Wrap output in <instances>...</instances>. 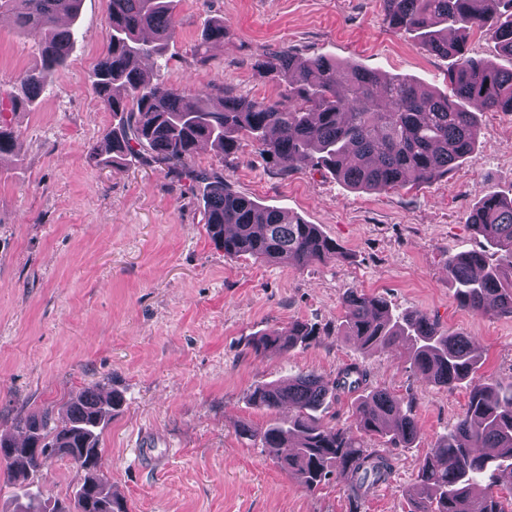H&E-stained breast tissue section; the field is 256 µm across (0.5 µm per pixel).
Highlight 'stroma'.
<instances>
[{"label": "stroma", "mask_w": 512, "mask_h": 512, "mask_svg": "<svg viewBox=\"0 0 512 512\" xmlns=\"http://www.w3.org/2000/svg\"><path fill=\"white\" fill-rule=\"evenodd\" d=\"M214 20L229 29L220 46L203 42ZM176 21L151 77L216 105L228 94L281 98L284 86L253 63L284 44L304 59L329 54L446 87L448 60L393 32L382 0H180ZM77 24L53 84L7 115L16 156L0 167V435L19 437L17 420L34 411L63 416L94 385L123 397L102 433L99 470L131 512H349L340 478L306 491L238 426L288 416L253 408L255 386L306 371L329 380L354 363L412 404L420 426L409 446L365 437L394 468L360 512H409L420 462L465 413L469 387L436 384L397 353L339 336L342 296L359 288L427 314L482 346L477 380L512 376V318L461 307L445 268L448 254L485 245L469 223L478 200L512 194V114L483 113L473 158L448 176L381 192L321 167L269 164L246 139L228 158L203 146L196 166L223 169L232 189L318 225L341 251L301 268L229 257L206 233L201 187L161 165L90 159L112 123L92 85L109 36L106 0H84ZM38 61L37 36L0 13V92H14V77ZM295 320L316 327L311 344L254 354L257 336ZM83 478L58 455L34 474L59 500Z\"/></svg>", "instance_id": "1"}]
</instances>
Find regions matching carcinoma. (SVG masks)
Segmentation results:
<instances>
[{
  "label": "carcinoma",
  "mask_w": 512,
  "mask_h": 512,
  "mask_svg": "<svg viewBox=\"0 0 512 512\" xmlns=\"http://www.w3.org/2000/svg\"><path fill=\"white\" fill-rule=\"evenodd\" d=\"M178 0H107L109 41L93 74V88L112 113V124L91 159L105 166L132 160L158 163L189 183L203 184L205 225L224 254L267 263L304 266L340 254L336 242L316 224L264 206L235 192L224 173L192 167L198 146L212 142L224 156L249 139L273 164L322 166L345 184L386 191L438 179L474 153L479 121L470 110L512 114V67H498L469 55L465 43L448 39V30L478 29L512 58V0H383L395 31L414 32L431 54L452 60L448 93L418 81L383 77L355 63L317 55L302 59L289 47L265 52L255 60L266 77L286 83L279 100L224 97L211 107L200 93L152 82L142 71L144 59H161L175 34ZM81 0H0V10L38 35L41 61L16 79L21 95L0 98V166L13 159L14 132L5 113L34 103L68 58L77 30L59 24L76 19ZM224 21L211 23L207 44L224 43ZM488 248L448 255V280L459 304L475 313L512 317V198L486 195L470 221ZM340 335L363 350L392 349L407 356L425 378L448 387L468 383L465 414L425 454L416 483L407 490L409 512H508L489 491H477L484 474L512 473V379L475 383L482 363L480 346L467 336L449 333L420 312L397 311L380 296L349 288L342 298ZM316 336L313 325L294 321L256 337V353H286ZM359 393L353 422L328 427L318 412L336 394ZM250 405L273 411L288 404L295 413L264 428L249 422L240 432L259 439L279 467L314 492L336 474L346 476L350 512L393 469L391 458L364 446L361 436H378L406 446L420 437L412 408L396 395L371 388L356 364L340 367L325 380L298 374L288 384H263L249 394ZM117 393L103 397L86 389L61 419L47 411L22 417L24 440L0 437V463L15 487L16 512H47L32 490L30 471L40 458L58 454L85 472L73 492L74 506L52 512H129L124 498L98 473L101 429L122 406Z\"/></svg>",
  "instance_id": "cac0c4a2"
}]
</instances>
